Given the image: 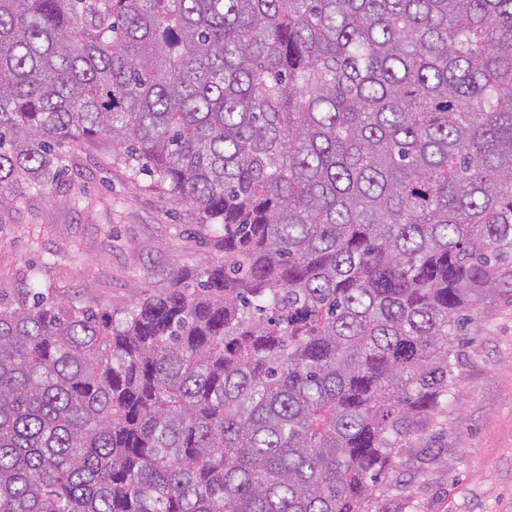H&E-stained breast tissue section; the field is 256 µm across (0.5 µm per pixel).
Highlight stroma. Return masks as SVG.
I'll list each match as a JSON object with an SVG mask.
<instances>
[{"label": "stroma", "instance_id": "35a3bbf8", "mask_svg": "<svg viewBox=\"0 0 512 512\" xmlns=\"http://www.w3.org/2000/svg\"><path fill=\"white\" fill-rule=\"evenodd\" d=\"M58 154L60 182L0 205L1 300L38 289L120 312L169 288L175 270L223 260L192 206L133 174L108 138ZM461 353L442 459L402 460L388 512H512V302L488 300Z\"/></svg>", "mask_w": 512, "mask_h": 512}]
</instances>
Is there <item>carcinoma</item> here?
Listing matches in <instances>:
<instances>
[{
	"mask_svg": "<svg viewBox=\"0 0 512 512\" xmlns=\"http://www.w3.org/2000/svg\"><path fill=\"white\" fill-rule=\"evenodd\" d=\"M100 135L224 261L0 302V512H382L512 298V0H0V205Z\"/></svg>",
	"mask_w": 512,
	"mask_h": 512,
	"instance_id": "obj_1",
	"label": "carcinoma"
}]
</instances>
